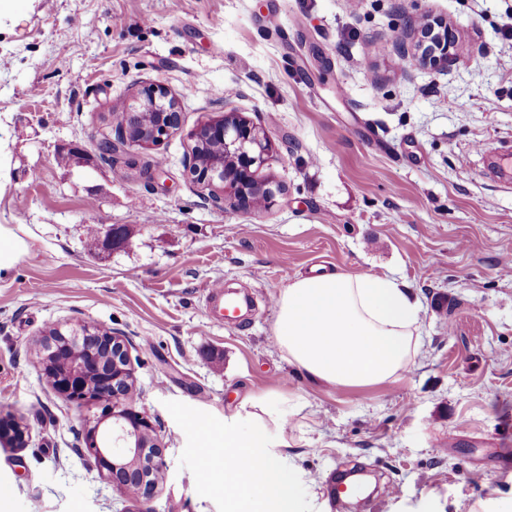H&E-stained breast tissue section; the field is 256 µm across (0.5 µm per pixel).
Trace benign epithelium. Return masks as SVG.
<instances>
[{
  "instance_id": "benign-epithelium-1",
  "label": "benign epithelium",
  "mask_w": 512,
  "mask_h": 512,
  "mask_svg": "<svg viewBox=\"0 0 512 512\" xmlns=\"http://www.w3.org/2000/svg\"><path fill=\"white\" fill-rule=\"evenodd\" d=\"M421 59L443 71L457 62L458 38L442 25H419ZM125 121L112 129L113 137L100 143L111 155L126 147H155L177 133L182 116L179 97L164 83L154 81L141 88L122 111ZM188 172L207 187H218L212 196L220 207L260 213L275 202L280 188L258 171L272 157V144L264 130L238 112L221 107L190 133ZM42 370L53 392L62 400L107 403L109 423L97 421L88 428L84 443L95 467L112 486L139 502L151 499L157 488L153 474L162 472L165 460L153 438L147 413L127 402L135 386L125 341L101 326L53 328L40 343Z\"/></svg>"
}]
</instances>
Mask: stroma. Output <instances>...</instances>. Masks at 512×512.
<instances>
[{
	"label": "stroma",
	"instance_id": "stroma-1",
	"mask_svg": "<svg viewBox=\"0 0 512 512\" xmlns=\"http://www.w3.org/2000/svg\"><path fill=\"white\" fill-rule=\"evenodd\" d=\"M427 17L463 46L443 72L414 57ZM508 23L512 0H39L0 31V224L28 244L0 279V426L29 435L0 438V512L138 510L84 448L104 403L64 402L39 372L36 342L75 324L127 344L131 399L164 447L151 512H224L210 465L225 431L258 421L311 512H334L354 465L383 512H512V187L483 175L512 143ZM153 81L180 96L181 133L102 156L112 111ZM224 101L273 145L268 211L220 209L187 174L189 133ZM319 267L419 296L421 345L397 378L337 389L288 363L275 300ZM218 283L251 291L249 319L212 318Z\"/></svg>",
	"mask_w": 512,
	"mask_h": 512
}]
</instances>
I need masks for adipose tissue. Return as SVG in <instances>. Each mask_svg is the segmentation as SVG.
<instances>
[{
    "instance_id": "obj_1",
    "label": "adipose tissue",
    "mask_w": 512,
    "mask_h": 512,
    "mask_svg": "<svg viewBox=\"0 0 512 512\" xmlns=\"http://www.w3.org/2000/svg\"><path fill=\"white\" fill-rule=\"evenodd\" d=\"M421 304L396 279L376 274L298 277L276 301L273 336L289 363L339 388L393 380L411 361ZM225 512H306L304 483L270 430L225 437Z\"/></svg>"
}]
</instances>
